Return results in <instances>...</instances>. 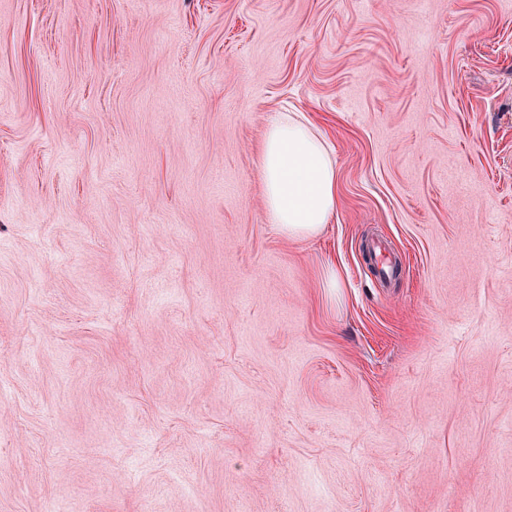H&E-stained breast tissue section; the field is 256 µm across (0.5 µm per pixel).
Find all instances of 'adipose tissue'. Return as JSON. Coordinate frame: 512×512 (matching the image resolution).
Segmentation results:
<instances>
[{"instance_id":"adipose-tissue-1","label":"adipose tissue","mask_w":512,"mask_h":512,"mask_svg":"<svg viewBox=\"0 0 512 512\" xmlns=\"http://www.w3.org/2000/svg\"><path fill=\"white\" fill-rule=\"evenodd\" d=\"M268 221L277 235L318 236L337 203L336 168L325 142L304 121L278 117L261 148Z\"/></svg>"}]
</instances>
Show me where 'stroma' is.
Masks as SVG:
<instances>
[{
	"instance_id": "stroma-1",
	"label": "stroma",
	"mask_w": 512,
	"mask_h": 512,
	"mask_svg": "<svg viewBox=\"0 0 512 512\" xmlns=\"http://www.w3.org/2000/svg\"><path fill=\"white\" fill-rule=\"evenodd\" d=\"M55 500L512 512V0H0V512ZM264 197L274 232L291 239L318 236L336 209V168L325 142L304 121L279 116L261 148ZM384 251L385 248L382 245L378 243L370 244V262L380 279L391 280L394 275L395 265L390 258L383 254Z\"/></svg>"
}]
</instances>
